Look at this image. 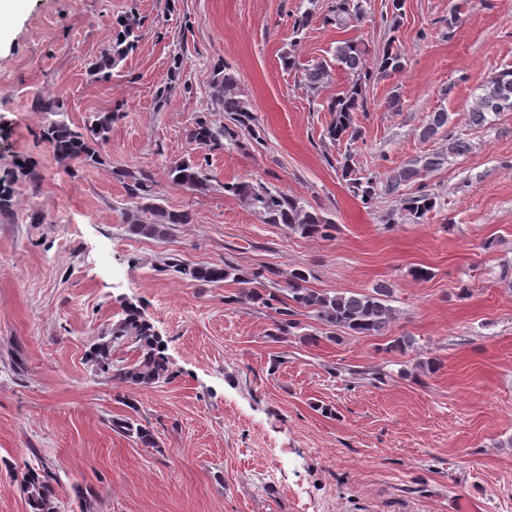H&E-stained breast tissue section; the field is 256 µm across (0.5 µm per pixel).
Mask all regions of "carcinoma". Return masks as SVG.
<instances>
[{"instance_id":"carcinoma-1","label":"carcinoma","mask_w":512,"mask_h":512,"mask_svg":"<svg viewBox=\"0 0 512 512\" xmlns=\"http://www.w3.org/2000/svg\"><path fill=\"white\" fill-rule=\"evenodd\" d=\"M363 0H334L327 21L343 29L363 16ZM134 24L127 23L112 47V54L103 61L91 63L88 70L98 79L110 77L108 70L127 51L136 47ZM365 51L351 40L336 47V65L344 68L350 81L342 93L328 104L333 120L326 129L327 137L336 142L355 141L360 138L357 115L368 110L367 85L373 73L364 65ZM402 55L390 40L382 46L377 56L376 68L387 74L402 70ZM331 71L326 64H318L305 70L303 80L312 92L326 84ZM215 100L221 105L226 124L214 126L199 119L190 130V138L201 148L222 145V140L237 141L238 130L255 131L257 117L253 106L242 97L236 77L231 73L216 74L213 85ZM37 112L56 114L58 102L51 97L36 94L33 97ZM512 110V70L494 76L485 86L470 109L472 123L480 125L489 112ZM448 112L440 109L430 113L420 132L424 140H436L447 133ZM112 131V113L99 112L95 120L73 130L62 120L49 122L44 139L56 160L66 166L79 164L97 167L103 164L101 146ZM469 143L462 137L448 138V147L433 153L417 155L403 167L394 171L385 181L369 174H360L353 168V156L347 152L336 159V171L345 180L349 193L363 204L372 203L381 195H397L401 187L416 179L424 171H433L448 161L450 156H461L469 151ZM169 183L186 191H202L209 187V173L203 163L193 156L181 157L168 165ZM119 177L126 182V198L121 215L128 230L147 238H164L173 227L191 222L187 211L170 210L159 200L162 197L158 184L146 173L124 171ZM39 176L31 169L19 171L0 181V216L13 214L14 185L21 181L37 183ZM224 193L236 198L245 208L258 216L263 224L282 225L290 233L302 238H326L336 232V225L316 209L309 210L300 199L275 187L261 183L237 181L224 183ZM436 196L423 190L402 198V215L415 224L424 222L435 209ZM166 267L199 282L221 283L229 278L239 284L235 296L229 302H250L269 312L271 332L269 336L284 340L297 336L305 344L320 341L317 334L303 331L296 315L301 311L314 314L323 326V335L329 341L337 339L336 332L350 336H383L397 320L398 310L391 305L394 289L388 284H378L370 293H337L333 296L307 287L308 269L291 266L286 270L266 268L250 275L239 276L235 268L224 264H199L171 259ZM126 344L136 345L137 358L130 363H116L112 350ZM89 360L95 372L126 386L150 387L174 378L161 341L152 326L142 320L133 308L125 311L109 337L100 336L89 351ZM113 430L121 435L135 437L146 448H155L151 430L127 417L112 422ZM20 489L28 512H61L55 485L58 476L45 462L33 466L27 462L15 467Z\"/></svg>"}]
</instances>
